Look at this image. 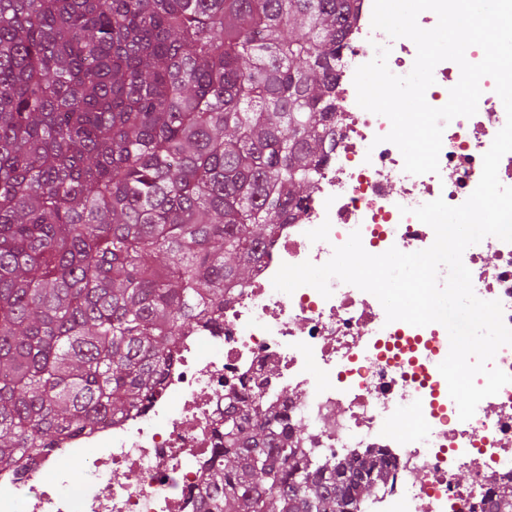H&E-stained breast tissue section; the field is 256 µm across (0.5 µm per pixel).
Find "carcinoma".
Listing matches in <instances>:
<instances>
[{
	"label": "carcinoma",
	"instance_id": "1",
	"mask_svg": "<svg viewBox=\"0 0 512 512\" xmlns=\"http://www.w3.org/2000/svg\"><path fill=\"white\" fill-rule=\"evenodd\" d=\"M351 0H0V467L149 400L315 189ZM383 451L224 412L199 512H357Z\"/></svg>",
	"mask_w": 512,
	"mask_h": 512
}]
</instances>
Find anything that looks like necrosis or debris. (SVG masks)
<instances>
[{
  "label": "necrosis or debris",
  "instance_id": "obj_1",
  "mask_svg": "<svg viewBox=\"0 0 512 512\" xmlns=\"http://www.w3.org/2000/svg\"><path fill=\"white\" fill-rule=\"evenodd\" d=\"M372 9L373 0H355L336 56V143L317 186L266 243L249 283L227 291L218 326L178 338L145 405L1 469L0 512H197L209 460L224 445V411L245 393L283 400L289 425L319 458L386 452L388 480L362 512H496L497 491L512 485V383L460 420L438 369L450 350L444 326L387 322L374 295L336 278L328 298L272 284L282 264L326 263L356 230L373 255L430 247L435 233L414 208L438 198L463 204L506 122L493 79L483 78L476 114L444 129L438 172H405L400 150L385 140L389 120L358 105L353 78L380 46L389 70L407 75L417 47L373 28ZM463 263L476 296L500 301L512 327V243L485 237ZM405 413L415 429L392 432ZM59 456L84 469L79 494L52 470ZM463 470L468 479L457 482Z\"/></svg>",
  "mask_w": 512,
  "mask_h": 512
}]
</instances>
